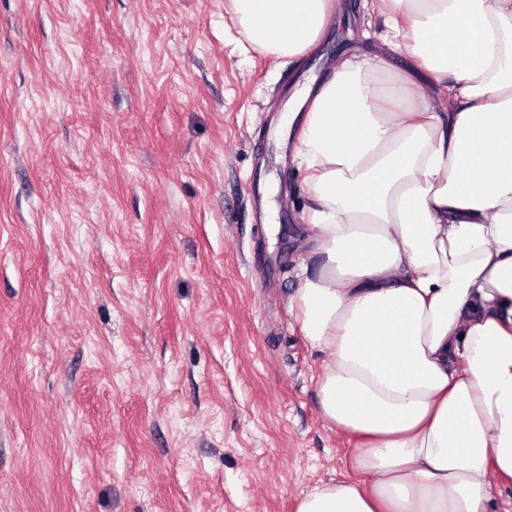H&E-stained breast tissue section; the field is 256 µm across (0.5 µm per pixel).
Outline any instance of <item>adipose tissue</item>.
I'll return each mask as SVG.
<instances>
[{"instance_id": "adipose-tissue-1", "label": "adipose tissue", "mask_w": 512, "mask_h": 512, "mask_svg": "<svg viewBox=\"0 0 512 512\" xmlns=\"http://www.w3.org/2000/svg\"><path fill=\"white\" fill-rule=\"evenodd\" d=\"M249 45L296 58L334 0H229ZM385 42L451 109L345 62L294 147L318 258L289 307L328 355L323 418L360 441L356 481L298 512H492L512 483V0H374Z\"/></svg>"}]
</instances>
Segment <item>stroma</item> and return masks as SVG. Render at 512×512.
<instances>
[{
	"mask_svg": "<svg viewBox=\"0 0 512 512\" xmlns=\"http://www.w3.org/2000/svg\"><path fill=\"white\" fill-rule=\"evenodd\" d=\"M303 57L228 0H0V512H298L354 479L289 299L296 92L376 55L369 0Z\"/></svg>",
	"mask_w": 512,
	"mask_h": 512,
	"instance_id": "1",
	"label": "stroma"
}]
</instances>
